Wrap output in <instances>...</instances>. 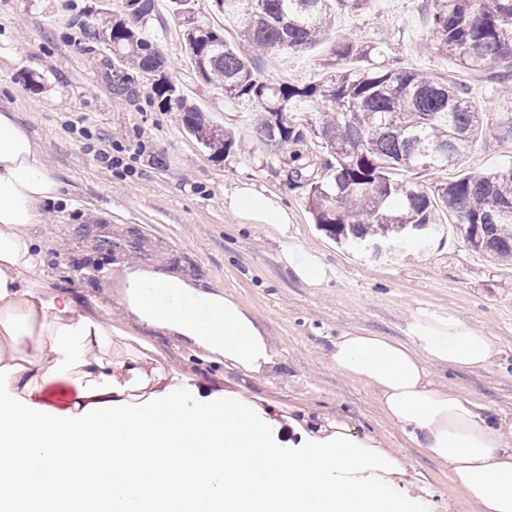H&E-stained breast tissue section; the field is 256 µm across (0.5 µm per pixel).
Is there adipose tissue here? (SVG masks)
Returning a JSON list of instances; mask_svg holds the SVG:
<instances>
[{"mask_svg": "<svg viewBox=\"0 0 512 512\" xmlns=\"http://www.w3.org/2000/svg\"><path fill=\"white\" fill-rule=\"evenodd\" d=\"M44 150L0 110V512H408L394 489L402 465L344 422L288 454L279 423L258 406L186 394L151 335L248 373L273 361L260 327L222 292L176 274L134 269L127 306L140 350L117 352L125 333L112 307L48 273L44 207L66 202ZM224 204L250 224L287 231L279 196L241 183ZM402 342L349 331L328 353L337 371L372 387L384 415L447 466L477 512H512V419L493 420L471 397L435 383L430 368L479 370L492 340L453 317L417 318ZM68 379L65 412L47 403Z\"/></svg>", "mask_w": 512, "mask_h": 512, "instance_id": "ef3b65f1", "label": "adipose tissue"}]
</instances>
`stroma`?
I'll return each mask as SVG.
<instances>
[{
    "mask_svg": "<svg viewBox=\"0 0 512 512\" xmlns=\"http://www.w3.org/2000/svg\"><path fill=\"white\" fill-rule=\"evenodd\" d=\"M124 0H0V107L16 112L46 149L45 161L75 206L47 209L56 238L50 273L111 297L115 318L128 320L126 271L179 270L224 291L248 310L275 348L276 365L262 374L203 362L173 337L161 338L167 362L201 395L223 390L260 400L280 420L348 421L407 468L403 492L412 512H474L447 468L429 459L383 414L373 389L337 372L327 358L337 336L360 330L407 340L408 325L430 314L453 316L493 341L482 370L433 368L439 383L477 401L491 418H512V265L471 250L457 236L392 262L374 261L336 245L313 222L304 193L289 189L268 167L252 133L253 104L198 81L177 21L155 0L139 22L169 64L168 76L188 105L236 138L226 154L210 155L186 134L177 105L163 106L138 70L127 92H115L121 63L105 44L89 42L88 25L124 16ZM428 35L425 0H370L337 17L330 41L299 54H266L254 65L265 76L304 85L320 73L333 42L382 43L387 59L463 82L477 109L493 97L483 76L451 60L419 52ZM122 144L115 153L114 144ZM121 165H114V158ZM249 181L280 196L291 216L286 235L248 224L224 206V194ZM297 248L321 258L322 287H306L284 255Z\"/></svg>",
    "mask_w": 512,
    "mask_h": 512,
    "instance_id": "1",
    "label": "stroma"
}]
</instances>
